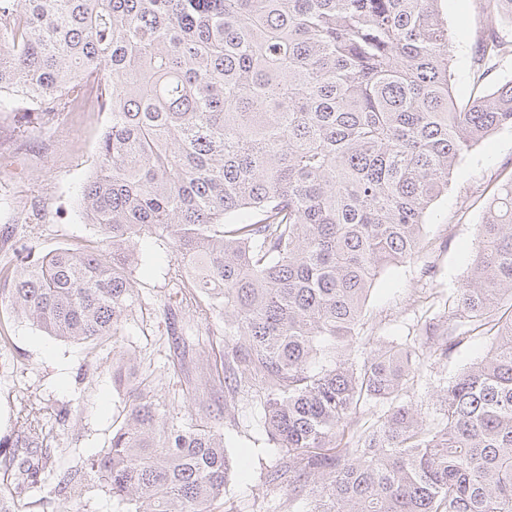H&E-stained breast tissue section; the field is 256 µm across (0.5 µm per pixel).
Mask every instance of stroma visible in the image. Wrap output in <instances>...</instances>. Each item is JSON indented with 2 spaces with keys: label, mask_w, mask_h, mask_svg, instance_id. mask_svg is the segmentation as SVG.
<instances>
[{
  "label": "stroma",
  "mask_w": 512,
  "mask_h": 512,
  "mask_svg": "<svg viewBox=\"0 0 512 512\" xmlns=\"http://www.w3.org/2000/svg\"><path fill=\"white\" fill-rule=\"evenodd\" d=\"M486 0H441L448 25L453 93L458 104L485 95L512 80V54L490 69L479 63L486 35ZM108 113L65 112L47 124L25 123L18 112H0V271L12 265L19 242L36 255L98 240L95 226L79 213L83 188L95 169L97 144ZM512 180V128L497 130L468 151L430 207L424 248L414 258L388 268L374 283L364 314L362 336L388 346L420 343L426 321H448L454 300L477 251V229L498 188ZM134 272L140 307L125 326L123 343L141 365L154 368L158 395H166L167 358L183 336L187 316L165 314L169 287L165 275L174 261L165 242L140 245ZM489 350L484 329L455 348L450 358L423 368L409 384L414 406L433 411L438 379L454 377ZM39 399L54 409L70 408L69 418L53 422L43 455L48 479L40 489L20 494L19 512H130L88 469L106 448L125 413L126 398L112 384V349L87 346L47 335L9 308L0 307V439L11 438L21 400ZM224 444L237 471L212 512H308L304 500L289 501L286 490L268 486V471L281 460L270 447L258 408L240 401L233 421L224 423ZM85 476L80 500L66 502L57 483L71 472Z\"/></svg>",
  "instance_id": "obj_1"
}]
</instances>
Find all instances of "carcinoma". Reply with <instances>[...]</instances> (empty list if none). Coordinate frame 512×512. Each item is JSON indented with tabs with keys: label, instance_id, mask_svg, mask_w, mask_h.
Returning <instances> with one entry per match:
<instances>
[{
	"label": "carcinoma",
	"instance_id": "cac0c4a2",
	"mask_svg": "<svg viewBox=\"0 0 512 512\" xmlns=\"http://www.w3.org/2000/svg\"><path fill=\"white\" fill-rule=\"evenodd\" d=\"M440 0H0V105L47 123L85 84L110 113L79 200L100 246L16 250L0 306L53 336L112 345L123 421L90 472L132 512H209L234 462L223 420L256 390L282 465L266 483L309 512H512V319L487 355L436 386L431 416L403 401L423 365L465 337L358 360L377 277L422 250L429 207L461 157L512 127V81L455 106ZM492 0L482 58L506 52ZM173 249L170 287L206 356L181 413L123 343L138 305L140 239ZM512 301V183L478 229L456 315L474 326ZM388 410L349 431L367 404ZM48 407L16 411L0 468L20 490L45 467Z\"/></svg>",
	"mask_w": 512,
	"mask_h": 512
}]
</instances>
